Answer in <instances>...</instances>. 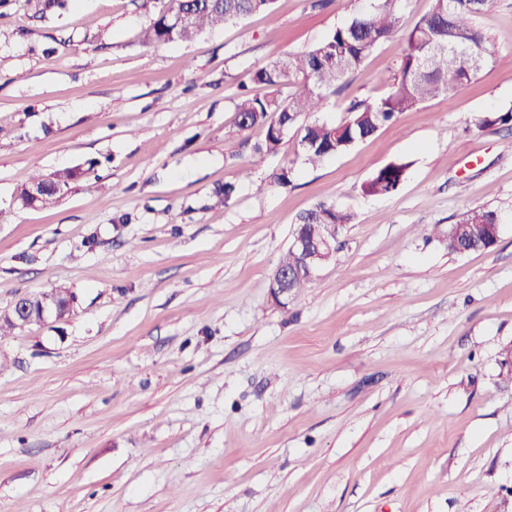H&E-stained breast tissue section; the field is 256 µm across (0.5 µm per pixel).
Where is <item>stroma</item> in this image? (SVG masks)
<instances>
[{
    "mask_svg": "<svg viewBox=\"0 0 512 512\" xmlns=\"http://www.w3.org/2000/svg\"><path fill=\"white\" fill-rule=\"evenodd\" d=\"M0 0V313L62 286L64 319L0 339V512H512V0L488 67L312 167L236 126L237 85L323 40L342 0H276L147 44L170 0ZM380 43L319 122L382 96ZM408 169L389 196L362 187ZM292 185H272L283 168ZM80 176L23 208L36 173ZM235 193L218 202L225 184ZM352 216L287 307L296 216ZM503 217L452 254L449 225ZM405 163H390L379 169L363 186V192L370 196H384L395 192L407 169ZM501 221V215L496 210L485 207L472 208L463 215L461 221L457 224L459 236H462L463 238L468 237L472 227L471 224H493V227L488 228V231L491 234H494L497 239ZM474 236L475 237H471V246L472 249L475 250L477 248L487 249L493 246L496 242V239L493 237H489L487 239L483 238L481 230L476 227L474 229Z\"/></svg>",
    "mask_w": 512,
    "mask_h": 512,
    "instance_id": "1",
    "label": "stroma"
}]
</instances>
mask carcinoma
<instances>
[{
    "label": "carcinoma",
    "mask_w": 512,
    "mask_h": 512,
    "mask_svg": "<svg viewBox=\"0 0 512 512\" xmlns=\"http://www.w3.org/2000/svg\"><path fill=\"white\" fill-rule=\"evenodd\" d=\"M275 0H173L143 32L148 43L191 41L207 28L220 26L271 8ZM397 0H378L368 10L332 30L310 48L280 56L253 71L250 81L270 92L260 98L242 94L236 104L238 127L266 128L260 149L278 151L291 128L300 133L305 163L315 166L362 141L426 101L454 90L476 78L489 64L488 37L476 26V18L491 0H431L429 12L404 33L405 48L397 64L389 91L371 102L351 104L347 117L336 124L302 122V118L324 109L349 79L362 71L372 50L400 32L394 9ZM192 12V23L184 28L169 24L176 10ZM512 123V109L487 112L474 118L476 129ZM407 169L405 163H390L379 169L363 186L370 196L395 192ZM351 215L333 204L319 203L299 214L298 224H325L332 235ZM500 213L485 207L472 208L463 224H499Z\"/></svg>",
    "instance_id": "1"
}]
</instances>
